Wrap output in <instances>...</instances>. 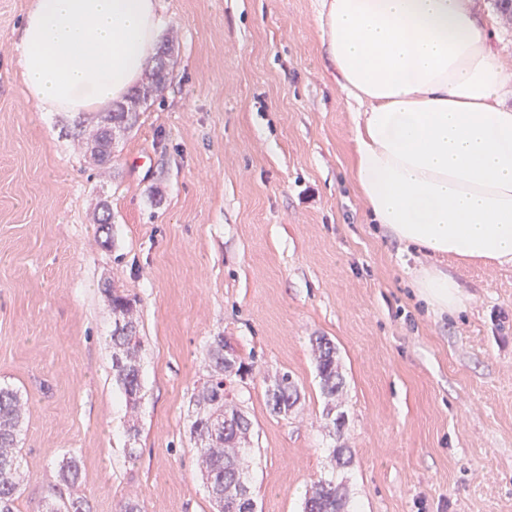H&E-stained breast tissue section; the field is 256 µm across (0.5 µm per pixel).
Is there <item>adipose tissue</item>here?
<instances>
[{"label": "adipose tissue", "mask_w": 512, "mask_h": 512, "mask_svg": "<svg viewBox=\"0 0 512 512\" xmlns=\"http://www.w3.org/2000/svg\"><path fill=\"white\" fill-rule=\"evenodd\" d=\"M320 38L354 103L353 175L374 223L436 257L415 279L436 312L467 296L441 260L512 264V82L472 0H319ZM167 24L159 0H31L24 91L77 115L124 99Z\"/></svg>", "instance_id": "adipose-tissue-1"}]
</instances>
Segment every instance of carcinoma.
Listing matches in <instances>:
<instances>
[{
  "instance_id": "obj_1",
  "label": "carcinoma",
  "mask_w": 512,
  "mask_h": 512,
  "mask_svg": "<svg viewBox=\"0 0 512 512\" xmlns=\"http://www.w3.org/2000/svg\"><path fill=\"white\" fill-rule=\"evenodd\" d=\"M163 58L155 60L149 72V82L131 95L128 101L118 104L117 111L99 115L95 130L90 135L91 155L100 163L112 161L114 130L132 127L137 112L148 105L153 95L161 91L169 79V65L165 57L171 48L161 49ZM112 303V373L122 387L127 401L134 406L140 399L141 340L136 301L110 293ZM317 370L321 379L322 393L334 400L342 395L344 380L336 365V348L323 336L316 339ZM210 379L194 395V420L190 426L196 453L204 470L209 494L217 512H251L252 497L241 495L248 489V449L246 441L250 423L230 397L226 378L234 375L244 378L253 365L245 363L234 348L218 335L208 345ZM267 397L274 411L288 412L300 399L297 384L291 375L283 373L267 388ZM21 420V405L17 393L0 388V512H15L24 477L16 455V432ZM325 428L341 435L345 426L343 414L329 407L324 415ZM80 475V463L75 457L66 459L59 469V482L73 488ZM57 505L50 512H84L80 496L56 495ZM303 512H349L346 495L333 479L314 483L304 502Z\"/></svg>"
}]
</instances>
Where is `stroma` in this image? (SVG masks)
I'll list each match as a JSON object with an SVG mask.
<instances>
[{"label": "stroma", "mask_w": 512, "mask_h": 512, "mask_svg": "<svg viewBox=\"0 0 512 512\" xmlns=\"http://www.w3.org/2000/svg\"><path fill=\"white\" fill-rule=\"evenodd\" d=\"M30 3L0 0V387L25 405L16 512H47L72 455L89 512L130 498L215 512L190 399L218 335L254 365L232 388L258 512H302L328 477L351 512H512V265L452 267L460 312L418 297L428 259L369 223L356 188L352 108L316 0H162L169 81L108 169L86 146L95 113L45 112L24 92ZM473 9L512 70V20L494 0ZM110 287L137 301L134 410L112 376ZM320 336L345 382L338 438L323 427ZM284 372L300 393L285 415L266 395Z\"/></svg>", "instance_id": "stroma-1"}]
</instances>
